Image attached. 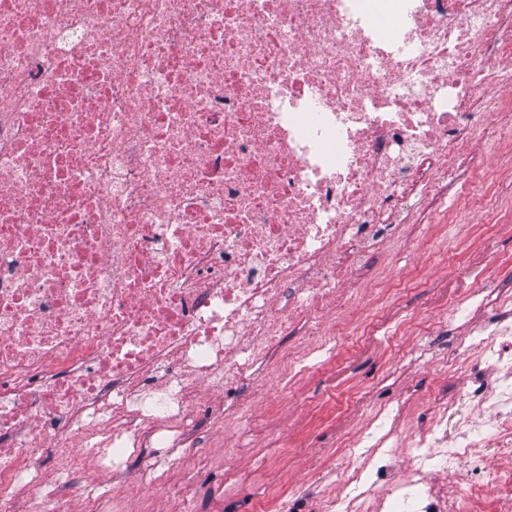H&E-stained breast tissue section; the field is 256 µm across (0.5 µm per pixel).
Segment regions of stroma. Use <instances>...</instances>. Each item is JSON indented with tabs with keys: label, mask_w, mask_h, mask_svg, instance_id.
I'll use <instances>...</instances> for the list:
<instances>
[{
	"label": "stroma",
	"mask_w": 512,
	"mask_h": 512,
	"mask_svg": "<svg viewBox=\"0 0 512 512\" xmlns=\"http://www.w3.org/2000/svg\"><path fill=\"white\" fill-rule=\"evenodd\" d=\"M490 148L485 139L460 148L464 158L479 162L472 188L483 195L487 210L471 209L467 198L461 197L447 199L438 207L417 206L408 215L410 238L394 259L404 267L408 283L391 286L388 265L393 259L381 253L370 256L362 278L364 287L382 289L393 301L379 317L350 325L351 335L345 351L336 356L337 366L322 364L285 389L261 387L252 398L251 430L242 436L225 432L212 436L214 445L231 453L242 477L237 490L225 496L224 512H259L256 497L265 480L293 489L314 481L338 487L344 451L337 446L332 417H345L342 430L352 435L357 414H370L403 395L417 404L411 420L420 424L429 419L428 407L437 394L452 396L468 386L467 372L447 365L449 338L466 334L465 326L450 321V300L465 287L461 269L494 255L497 262L487 265L485 278L495 283L512 266V237L496 235L494 229L498 221L512 225V212L495 209L499 187L512 189V162H497ZM456 211L465 212L467 221L479 227L476 244L464 252L454 247L452 214ZM429 337L437 345L435 362L399 378L392 376V368L407 363L411 350ZM275 428L295 435L309 430L316 445L326 449V457L262 460L265 436Z\"/></svg>",
	"instance_id": "stroma-1"
}]
</instances>
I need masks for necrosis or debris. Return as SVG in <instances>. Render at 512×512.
<instances>
[{
  "mask_svg": "<svg viewBox=\"0 0 512 512\" xmlns=\"http://www.w3.org/2000/svg\"><path fill=\"white\" fill-rule=\"evenodd\" d=\"M510 59L512 0H0V512H60L86 448L121 512H222L169 472L232 471L202 436L243 428L236 390L334 355L337 288L447 197L460 141L512 148ZM466 274L470 388L366 419L318 512H512V290ZM379 455L407 472L368 482Z\"/></svg>",
  "mask_w": 512,
  "mask_h": 512,
  "instance_id": "necrosis-or-debris-1",
  "label": "necrosis or debris"
}]
</instances>
